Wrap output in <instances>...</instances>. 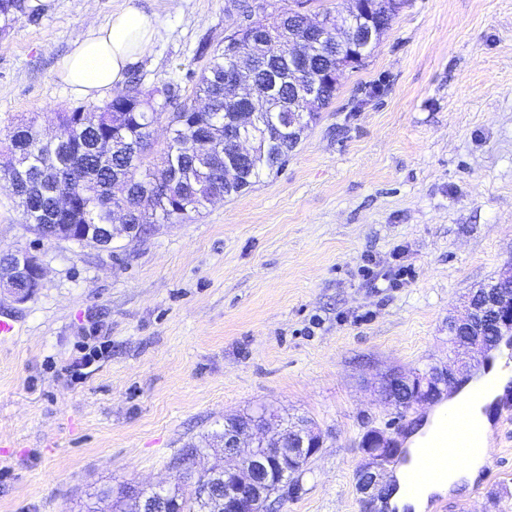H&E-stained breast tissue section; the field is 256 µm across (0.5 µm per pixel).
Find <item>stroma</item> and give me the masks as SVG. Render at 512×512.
I'll return each mask as SVG.
<instances>
[{"label":"stroma","instance_id":"35a3bbf8","mask_svg":"<svg viewBox=\"0 0 512 512\" xmlns=\"http://www.w3.org/2000/svg\"><path fill=\"white\" fill-rule=\"evenodd\" d=\"M292 0H36L0 35V139L80 99L55 75L89 21L134 7L162 36L130 68L143 89L189 95L243 4ZM47 274L30 301L0 296V512H86L105 487L171 483L188 444L265 406L322 435L298 494L275 512L365 510L363 435L411 434L429 402L398 412L391 369L448 366V320L512 266V0H403L362 65L286 165L179 224L103 250L46 241L0 187V252ZM105 349L87 378L71 360ZM471 488L427 512H512V402Z\"/></svg>","mask_w":512,"mask_h":512}]
</instances>
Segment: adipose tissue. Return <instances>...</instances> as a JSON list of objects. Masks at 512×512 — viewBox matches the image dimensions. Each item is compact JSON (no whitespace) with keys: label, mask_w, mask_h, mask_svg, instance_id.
<instances>
[{"label":"adipose tissue","mask_w":512,"mask_h":512,"mask_svg":"<svg viewBox=\"0 0 512 512\" xmlns=\"http://www.w3.org/2000/svg\"><path fill=\"white\" fill-rule=\"evenodd\" d=\"M160 35V29L141 10L117 11L106 22L90 24L87 33L74 40L62 59L58 76L80 96L105 97L124 88L129 67ZM511 391L512 365L501 357L478 385L466 386L437 407L410 440L411 464L419 463L428 445L440 435L444 423L452 420L478 427L481 434L478 448L461 459L457 456L455 442H448L446 454L454 458V465L424 481L414 494H407L404 486H397L389 497V507L394 512H425L431 497L454 488L473 486L489 458L486 436L493 420L483 408Z\"/></svg>","instance_id":"1"}]
</instances>
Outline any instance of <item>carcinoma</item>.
<instances>
[{
    "instance_id": "carcinoma-1",
    "label": "carcinoma",
    "mask_w": 512,
    "mask_h": 512,
    "mask_svg": "<svg viewBox=\"0 0 512 512\" xmlns=\"http://www.w3.org/2000/svg\"><path fill=\"white\" fill-rule=\"evenodd\" d=\"M371 15L384 34L399 11L390 0H370ZM26 0H0V31L12 28L19 15L26 13ZM302 38L299 10L264 15L239 28L222 46L204 44L200 55H208L192 88L182 99L169 84L145 91L133 81L101 106L79 105L61 112V141L37 142L35 122L12 134L13 158L0 169V182L22 187L20 202L28 221L42 225L45 236L55 234L53 205L61 195H75L79 182L87 184L80 195L79 224H110L112 209L128 215V223L145 232L153 224H176L199 214L217 198L238 195L260 181L262 176L281 168L297 147L309 125L336 96L339 78L348 66H358L375 48L370 45L349 55L336 57V50L323 47L312 53L313 63L303 76L293 69L288 36ZM236 67L254 93L262 114L254 128L256 151L251 160L239 166L234 180L224 178V133L235 126L238 105L224 88V69ZM307 109L300 128L281 122L285 113ZM82 112L101 113L92 129L80 124ZM166 119L165 140L159 157L164 172L157 178L146 148L155 125ZM210 134L215 148L204 154L195 146V135ZM99 139H110L105 152L94 149ZM308 466L294 471L277 470L272 475L274 500L261 503L257 512H268L274 501L293 496ZM212 476L186 472L167 495L152 488L132 491V512H139L142 500L158 502L159 512H224L222 494Z\"/></svg>"
}]
</instances>
